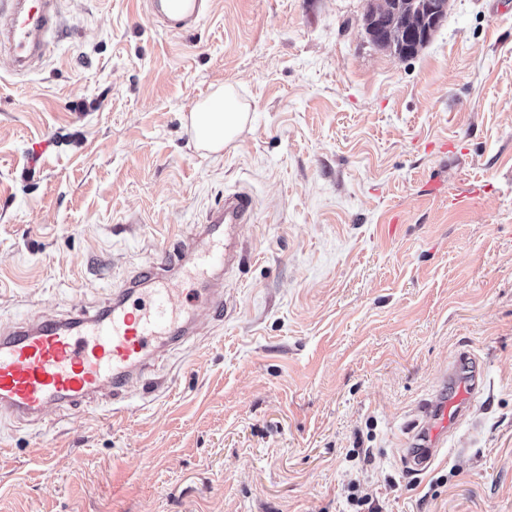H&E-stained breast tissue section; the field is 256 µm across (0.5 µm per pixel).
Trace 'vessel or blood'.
I'll return each mask as SVG.
<instances>
[{
	"instance_id": "1",
	"label": "vessel or blood",
	"mask_w": 512,
	"mask_h": 512,
	"mask_svg": "<svg viewBox=\"0 0 512 512\" xmlns=\"http://www.w3.org/2000/svg\"><path fill=\"white\" fill-rule=\"evenodd\" d=\"M58 0H0V13L10 16L0 27V53H6L12 71L28 72L48 51L56 33ZM212 7L211 0H155L153 9L169 28L184 30ZM253 201L242 192L225 195L224 203L210 211L200 234L208 249L175 255L143 267L112 301L96 313L79 312L69 318L16 323L0 331V413L22 424L39 421L53 409H69L116 395L133 380L143 378L156 361L162 337L187 342L192 327L186 309L208 308L213 316L224 311V293L211 282L189 291L173 287L175 271L187 258L195 260V275L210 268H232L241 254L226 243L231 232L251 216ZM462 352L448 368V391L436 403L417 409L410 427L419 445L407 460L423 471L448 445L450 432L481 391L475 376L457 377L458 368L472 363Z\"/></svg>"
}]
</instances>
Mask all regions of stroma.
<instances>
[{"mask_svg": "<svg viewBox=\"0 0 512 512\" xmlns=\"http://www.w3.org/2000/svg\"><path fill=\"white\" fill-rule=\"evenodd\" d=\"M367 6L213 0L172 33L60 0L42 62L0 57V325L95 312L225 194L254 203L223 317L155 382L0 419V512H347L354 479L373 512H512V0H450L409 59ZM227 83L249 120L213 154L186 117ZM462 350L484 389L416 473L407 427Z\"/></svg>", "mask_w": 512, "mask_h": 512, "instance_id": "stroma-1", "label": "stroma"}]
</instances>
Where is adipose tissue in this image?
Returning <instances> with one entry per match:
<instances>
[{
  "label": "adipose tissue",
  "mask_w": 512,
  "mask_h": 512,
  "mask_svg": "<svg viewBox=\"0 0 512 512\" xmlns=\"http://www.w3.org/2000/svg\"><path fill=\"white\" fill-rule=\"evenodd\" d=\"M233 85H225L213 97L197 105L189 115L196 140L212 153L234 142L248 121Z\"/></svg>",
  "instance_id": "obj_1"
}]
</instances>
